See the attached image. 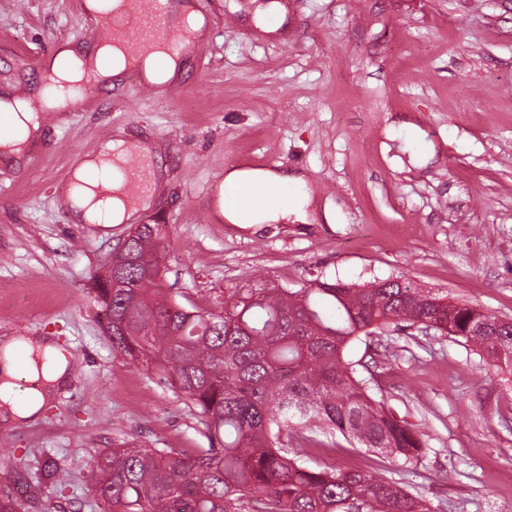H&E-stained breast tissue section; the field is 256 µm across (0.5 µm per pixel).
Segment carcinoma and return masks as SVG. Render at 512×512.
I'll use <instances>...</instances> for the list:
<instances>
[{"label": "carcinoma", "instance_id": "1", "mask_svg": "<svg viewBox=\"0 0 512 512\" xmlns=\"http://www.w3.org/2000/svg\"><path fill=\"white\" fill-rule=\"evenodd\" d=\"M164 225L131 239L133 263L116 270L132 287L96 284L112 318V349L156 370L159 383L190 404L210 445L112 448L87 475L103 512H433L425 497L365 469L311 468L308 433L342 435L404 464L421 441L356 384L344 352L350 343L398 322L429 320L438 330L512 366V322L404 283L356 288L315 280L308 288H249L214 313L169 298L147 274L160 267Z\"/></svg>", "mask_w": 512, "mask_h": 512}]
</instances>
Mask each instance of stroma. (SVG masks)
<instances>
[{"label":"stroma","instance_id":"obj_1","mask_svg":"<svg viewBox=\"0 0 512 512\" xmlns=\"http://www.w3.org/2000/svg\"><path fill=\"white\" fill-rule=\"evenodd\" d=\"M206 35L144 94L102 78L73 112L47 106L56 55L106 40L84 0H0V97L39 135L0 156V336H51L71 382L37 424L0 413V494L22 512H101L84 481L122 443L208 447L195 411L126 363L101 328L94 281L130 223L79 224L73 166L109 140L160 169L138 223L165 225L164 286L220 312L239 289L397 279L512 320V0H194ZM231 168L301 177L306 221L219 218L209 186ZM356 384L420 435L383 475L435 512H512V372L406 323L353 342ZM66 473L56 489L46 460Z\"/></svg>","mask_w":512,"mask_h":512}]
</instances>
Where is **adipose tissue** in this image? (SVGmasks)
Returning a JSON list of instances; mask_svg holds the SVG:
<instances>
[{
  "label": "adipose tissue",
  "instance_id": "1",
  "mask_svg": "<svg viewBox=\"0 0 512 512\" xmlns=\"http://www.w3.org/2000/svg\"><path fill=\"white\" fill-rule=\"evenodd\" d=\"M114 142L86 157L75 169L81 184L71 194L72 211H85L94 224L110 226L132 218L133 209L117 196L100 197L98 183L120 186L112 163ZM308 195L293 175L264 169H232L224 176V217L233 224H275L304 220ZM72 373L69 355L50 338L0 337V408L16 423H32L44 404Z\"/></svg>",
  "mask_w": 512,
  "mask_h": 512
}]
</instances>
